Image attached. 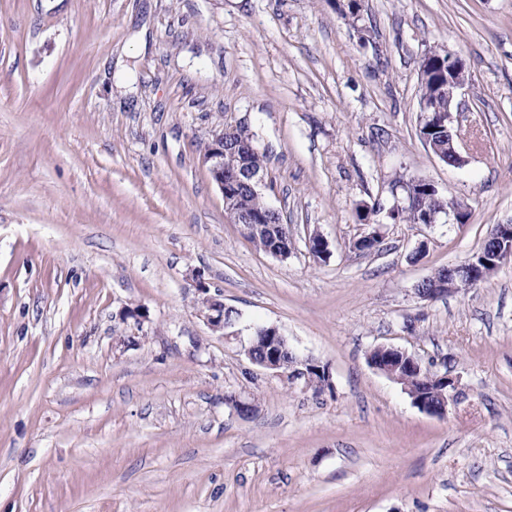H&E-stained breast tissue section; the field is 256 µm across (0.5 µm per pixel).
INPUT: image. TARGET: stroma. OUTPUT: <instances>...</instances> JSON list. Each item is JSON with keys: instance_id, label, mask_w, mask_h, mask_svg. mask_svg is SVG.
Instances as JSON below:
<instances>
[{"instance_id": "35a3bbf8", "label": "stroma", "mask_w": 512, "mask_h": 512, "mask_svg": "<svg viewBox=\"0 0 512 512\" xmlns=\"http://www.w3.org/2000/svg\"><path fill=\"white\" fill-rule=\"evenodd\" d=\"M350 1L0 0V512H512V260L415 293L512 222V0ZM431 50L466 65L461 167L417 133ZM239 125L288 259L201 162ZM414 179L468 223L392 221ZM262 324L330 387L253 365ZM379 345L466 398L422 412ZM232 221L236 224H246L248 230L252 231H262L264 229V223L259 222L258 220L245 216L241 217L240 215H235L232 218ZM268 224H278V223H268ZM283 225L286 231L282 236V232L280 231V226ZM248 238L251 239L260 249L264 250L268 253H277L273 254L275 256H279L282 259L288 258V253L283 255L281 253L285 248L288 247L289 237H288V226L285 224H278V227L273 228L272 230H263L258 234H248ZM288 241V243H287ZM201 313L209 329L213 333H219L225 338L237 337V334H226L224 328V318L229 323L237 322L239 314L232 308L224 310V302L213 296H204L201 299ZM225 335V336H224ZM378 352L381 356H384V362L381 357L373 359V353ZM401 359H408L407 363L408 370H416L420 372V361L413 356H409L405 350L395 346L381 345L374 348L369 357L368 363L370 367L386 375L391 380L399 383L403 386V389L409 393L412 403L419 408L421 411L426 412L432 416L445 417L451 406H455L465 396L463 384L461 378L458 375H454L451 372H444L437 374V372L422 370L418 376H414L410 379L409 386L406 375L396 372V368L391 365H387L385 362L395 361ZM437 374V377H435ZM428 376L434 378V383L437 384L436 388H432L429 392L417 393L412 390H420L425 386L424 379H428ZM411 388V389H410ZM431 393L432 397L438 396L444 398V395H448V405L438 406L436 404H442V401L438 398L432 399L436 404L431 403V397L427 395Z\"/></svg>"}]
</instances>
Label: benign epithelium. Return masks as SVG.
I'll list each match as a JSON object with an SVG mask.
<instances>
[{"instance_id":"1","label":"benign epithelium","mask_w":512,"mask_h":512,"mask_svg":"<svg viewBox=\"0 0 512 512\" xmlns=\"http://www.w3.org/2000/svg\"><path fill=\"white\" fill-rule=\"evenodd\" d=\"M451 76L448 77V108L445 112H429L426 104L420 105V125L429 122H438L443 117L448 120V153L455 157L453 165L465 164L460 145L459 128L461 124L462 104L457 102L459 91L467 83L466 67L463 60L455 53L450 57ZM202 162L208 168L217 186L224 197H230L237 192L249 189L260 192V172L250 166L247 156L240 146H229L224 139V133L214 135L202 153ZM487 239L493 246L483 249L480 253L470 257L462 264L452 265L445 269L443 278L431 277L432 287L429 289H416V294L423 299H437L453 290L471 288L485 280L497 270L501 264L512 259V224H497L489 232ZM307 246L309 252L315 253L322 259H327L330 254V244L320 234H312L308 237ZM198 292L203 294L201 299V313L209 329L219 335H224V302L208 295V289L200 286ZM255 332L264 339V355L260 358L249 357L252 364L264 371L277 376L288 377L292 381H302L310 389L316 387L314 373L325 376V386H331L329 368L313 359L302 358L296 353H291V363L285 364L282 354L288 346V339L281 334L275 326H261L255 328ZM374 351L384 356V359L368 358L370 367L386 375L391 380L401 384L409 393L412 403L421 411L432 416L444 417L449 407L456 405L465 396L461 378L451 372H444L434 378L436 387L430 393H417L410 389L406 375L396 371V368L388 365V362L398 359L408 360L407 368L420 370V361L404 350L388 345L374 348ZM448 397V404L438 406L431 403V397Z\"/></svg>"}]
</instances>
